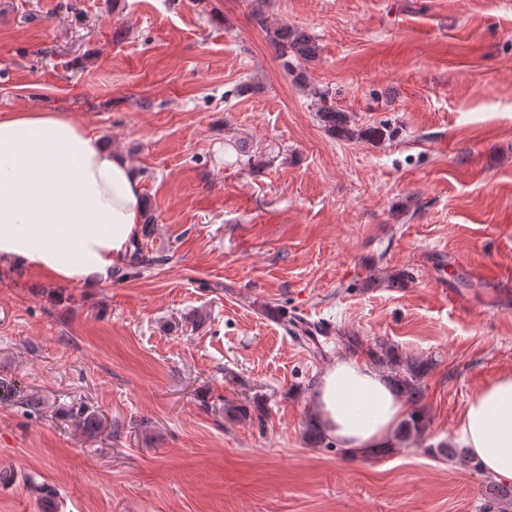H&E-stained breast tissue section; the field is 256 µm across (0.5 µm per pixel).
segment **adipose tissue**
<instances>
[{
    "label": "adipose tissue",
    "mask_w": 512,
    "mask_h": 512,
    "mask_svg": "<svg viewBox=\"0 0 512 512\" xmlns=\"http://www.w3.org/2000/svg\"><path fill=\"white\" fill-rule=\"evenodd\" d=\"M128 159L61 112L0 111V260L51 279L109 280L141 222ZM315 422L347 455L397 445L407 405L381 372L338 357L314 394ZM479 469L512 482V372L469 398L454 431Z\"/></svg>",
    "instance_id": "1"
}]
</instances>
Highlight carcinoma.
I'll return each instance as SVG.
<instances>
[{"instance_id":"cac0c4a2","label":"carcinoma","mask_w":512,"mask_h":512,"mask_svg":"<svg viewBox=\"0 0 512 512\" xmlns=\"http://www.w3.org/2000/svg\"><path fill=\"white\" fill-rule=\"evenodd\" d=\"M251 17L265 33V38L276 58L281 61L286 74L291 77L293 86L311 96L314 112L328 131L348 141L374 140L383 136V132L377 128L352 126L347 113L337 110L336 106L328 102V93L313 84L308 71L293 66L296 60L312 62L319 57L320 46L314 36L286 21L269 22L260 5L252 9ZM367 355L375 368L387 369L393 373V384L397 391L415 406L401 430L400 437L404 439L421 434L425 429L424 415L418 409V405L424 396L423 379L430 371V362L421 358H403L393 347L384 343L368 348ZM71 418L85 430H95L100 426V421L83 405L71 410Z\"/></svg>"}]
</instances>
